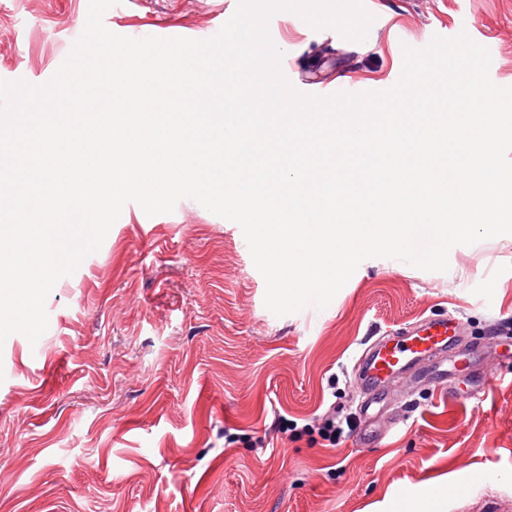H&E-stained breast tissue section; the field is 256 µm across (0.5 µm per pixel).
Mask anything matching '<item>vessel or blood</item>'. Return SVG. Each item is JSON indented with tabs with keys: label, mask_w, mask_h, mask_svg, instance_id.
I'll return each mask as SVG.
<instances>
[{
	"label": "vessel or blood",
	"mask_w": 512,
	"mask_h": 512,
	"mask_svg": "<svg viewBox=\"0 0 512 512\" xmlns=\"http://www.w3.org/2000/svg\"><path fill=\"white\" fill-rule=\"evenodd\" d=\"M463 332L452 317L422 320L395 336L379 338L368 347L353 372L355 389L362 393L363 408H370L388 386L413 378L420 368L442 373Z\"/></svg>",
	"instance_id": "1"
}]
</instances>
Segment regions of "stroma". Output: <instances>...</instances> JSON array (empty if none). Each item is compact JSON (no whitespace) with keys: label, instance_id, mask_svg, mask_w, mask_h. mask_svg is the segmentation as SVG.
<instances>
[{"label":"stroma","instance_id":"1","mask_svg":"<svg viewBox=\"0 0 512 512\" xmlns=\"http://www.w3.org/2000/svg\"><path fill=\"white\" fill-rule=\"evenodd\" d=\"M105 26L131 38L167 25L208 39L237 0H122ZM365 41L279 12L270 37L304 94L383 91L403 48L467 34L512 86V0H364ZM88 0H0V79H51ZM449 269L360 263L324 310L284 317L241 227L198 202L149 216L127 203L98 252L46 299L36 344L0 348V512H390L400 494L450 488L444 512H512V235L451 248ZM454 315L486 358L453 357L444 384L403 387L329 446L285 438L358 411L350 373L366 342ZM461 483L468 496L453 495Z\"/></svg>","mask_w":512,"mask_h":512}]
</instances>
